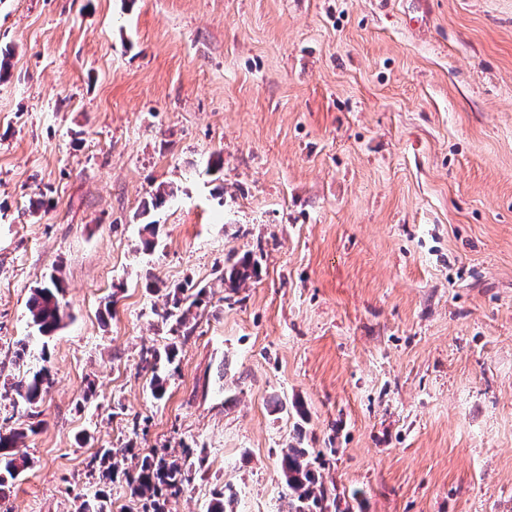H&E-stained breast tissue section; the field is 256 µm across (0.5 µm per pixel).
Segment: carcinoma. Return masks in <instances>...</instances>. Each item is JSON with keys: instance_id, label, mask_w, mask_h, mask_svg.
Wrapping results in <instances>:
<instances>
[{"instance_id": "carcinoma-1", "label": "carcinoma", "mask_w": 512, "mask_h": 512, "mask_svg": "<svg viewBox=\"0 0 512 512\" xmlns=\"http://www.w3.org/2000/svg\"><path fill=\"white\" fill-rule=\"evenodd\" d=\"M257 264L246 255L230 261L224 267L221 280L227 288H237L256 272ZM63 293L60 280L53 276L50 283L34 289L31 293L28 310L30 322L36 331V338H50L60 327L62 321L60 294ZM206 290L201 288L195 293L188 292L185 286H177L167 294L166 308L162 318L170 321L176 329L189 334L188 326L191 309L202 303ZM177 347L172 344L164 349L148 350L151 369H156L161 361L173 362ZM53 378L48 367L26 374L10 384L21 403L29 409V415L40 402L42 392L52 383ZM24 437L16 429H0V512H5L7 491L13 482L28 468L27 457L18 448V442ZM132 456L138 459L135 471L123 472V476L132 496L142 501V512H169L167 504L182 492L184 485L191 481L193 468L203 464L202 458L195 455L191 448L183 449L182 456L167 459V454L154 448L142 455L127 445L123 448H105L94 454L88 467L99 471L101 478L116 480L118 475L117 457ZM309 448H289L281 458V470L288 488L286 512H328L324 505L328 488L319 481L311 460Z\"/></svg>"}]
</instances>
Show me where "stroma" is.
Here are the masks:
<instances>
[{
    "label": "stroma",
    "instance_id": "1",
    "mask_svg": "<svg viewBox=\"0 0 512 512\" xmlns=\"http://www.w3.org/2000/svg\"><path fill=\"white\" fill-rule=\"evenodd\" d=\"M1 59L11 512H141L88 469L128 443L202 458L174 512H284L290 447L337 512H512V0H0ZM43 366L31 417L9 386ZM227 262H230V264H226L224 274L221 277L225 288H239L240 284L245 282L257 270V264L250 255L234 260L230 257ZM63 293L60 280L52 276L50 283L35 288L30 296L28 310L30 322L39 340L49 339L60 327L62 321L60 294ZM185 286H177L167 294L166 308L163 311L162 318L165 321H171L175 329H184V334H189L191 328L188 326L191 309L198 307L202 303V297L206 294L205 288H200L195 293L188 294Z\"/></svg>",
    "mask_w": 512,
    "mask_h": 512
}]
</instances>
